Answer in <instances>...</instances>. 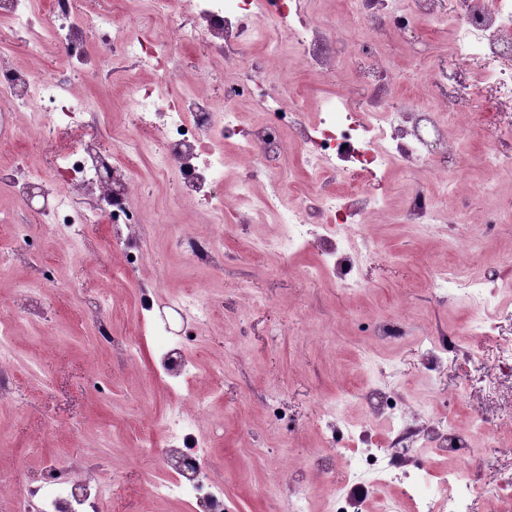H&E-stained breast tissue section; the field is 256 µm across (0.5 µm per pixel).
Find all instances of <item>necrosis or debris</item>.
I'll return each instance as SVG.
<instances>
[{
    "mask_svg": "<svg viewBox=\"0 0 512 512\" xmlns=\"http://www.w3.org/2000/svg\"><path fill=\"white\" fill-rule=\"evenodd\" d=\"M311 0H148L140 32H133L109 14L77 16L71 0H50L49 14L40 17L29 8V0H0V16L8 17L16 39L32 55H39L44 36L82 64L99 65L81 44L85 31H95L100 46L111 49L115 63L110 71L127 80L137 122L149 134L166 143V155L176 165L189 198L197 200L225 222H245L246 217L230 207L213 186L223 184L226 157L224 141L235 138L239 123L236 104L253 101L262 111L287 115V123L267 122L242 138H235L239 153L252 169L238 185L244 199H257L260 208L276 212L279 231L261 241L250 242L254 252L290 254L300 247H315L320 270L346 289L361 287L359 266L374 243L364 226L382 209L390 194L386 173L394 165L424 167L431 154L416 131L430 127L445 134L448 118L434 108L387 110L395 83L391 78L374 83L363 101L332 97L320 104L315 122L283 92L267 88L260 78L259 63L247 73L224 84V120L216 122L206 98L185 90L158 93L155 86L138 82L134 73L151 70L167 82H175L181 66L176 45L198 44L209 53L230 58L243 54L258 41L272 51L296 48L309 69L326 76L341 63L334 32L315 23L309 11ZM453 19V48L449 61H434L431 78L448 81L449 65H474L475 77L467 87L471 99L493 92L495 99L512 102V0H460ZM350 11L364 30L356 42L359 49L371 46L372 35L388 30L405 31L418 20H435L447 13L443 0H351ZM165 18L170 29L167 41L151 35L157 18ZM0 107L10 112H32L37 129H66L69 140L54 154L53 171L59 185L47 214L54 227L73 224L109 223L115 226L113 248L122 250V267L133 258L127 254L122 228L143 222V211L133 201L137 191L132 178L142 147L133 143L121 153L95 150L85 140V131L95 120L88 101L77 98L67 75L30 80L27 73L0 62ZM299 148L318 185L299 192L283 171L292 148ZM112 170L111 181H101L102 166ZM268 180L269 193L253 197L250 186L257 177ZM299 193L298 204L281 207L288 193ZM94 195L99 205L82 209L78 195ZM433 285L439 293H454L470 306L476 321L471 334L489 340L488 348L475 351L469 365L471 391L485 398L501 394L502 380L512 381V336L502 333L512 323V308L499 305L497 291L481 276L446 266L436 270ZM407 412L391 405L384 418L388 438L394 442L422 439L424 447L450 455L474 447L475 431L490 430V420H477L474 431L457 429L443 414H429L424 431L409 428ZM183 465L169 472L149 489L159 500L177 499L189 505L205 504L207 512H225L224 478L215 470L198 472L196 463L207 455L203 437L180 449ZM334 456L345 463V480L368 474L372 477L373 512H474L475 503L492 495L501 512H512V467L498 469L493 486H486L463 464L440 471L427 467L400 468L395 459L377 448L366 431H349L348 439ZM47 487L19 495L14 512H104L106 486L89 484L84 499H76L73 485L87 482L74 467L50 465Z\"/></svg>",
    "mask_w": 512,
    "mask_h": 512,
    "instance_id": "obj_1",
    "label": "necrosis or debris"
}]
</instances>
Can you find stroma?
Returning <instances> with one entry per match:
<instances>
[{
    "mask_svg": "<svg viewBox=\"0 0 512 512\" xmlns=\"http://www.w3.org/2000/svg\"><path fill=\"white\" fill-rule=\"evenodd\" d=\"M450 20L417 23L406 37L382 36L379 56L403 83L389 100L399 107L404 93L417 105L442 103L460 121L438 143L435 166L453 159L460 196H447L443 206L465 205L469 222L434 227L424 234L378 214L369 226L375 248L362 262L360 290H344L315 275L319 256L305 248L291 256L242 251L244 239L265 237L276 217L251 215L247 229L216 222L186 196L179 173L164 167L160 140L147 146L139 162L135 197L144 211L146 240L137 246L133 273L113 282L110 273L120 260L112 252V227L73 226L72 243L62 242L50 224L26 200L0 190V314L16 316L8 338L13 356L4 368L9 385L0 401V512H13L16 497L27 487L41 486L47 458L97 465L95 480L108 484L115 512H188L179 501L156 503L147 490L160 477V452L166 435L150 426L152 416L178 406L208 439V459L224 474V492L239 512H285L283 497L267 492L270 481L291 478L308 485L314 512H329L334 477L315 467L325 454L318 430L323 405L335 401L342 424L365 420L362 396L371 386L394 387L412 406L442 400L443 412L465 428L478 414L491 412L490 402L465 394L463 359L441 364L428 374L418 340L435 327L458 334L463 345L479 340L464 335L472 314L454 298L432 292L430 280L440 265L464 271L495 273L512 261V225L465 250L477 235L476 218L512 211V173L489 174L486 146L512 153V138L502 129L512 122V108L492 98L467 104L441 101L426 74L433 59L448 56ZM0 49L20 69L36 67L40 75L66 73L74 64L45 41L39 63H32L25 44L16 40L8 19L0 17ZM371 62L351 57L343 70L320 77L299 57L273 62L274 79L285 80L307 113L314 100L330 95H366ZM76 90L97 111L88 135L106 150L122 149L139 137L135 114L126 106L120 83L89 75ZM0 122L12 135L0 142V169L24 165L44 188L52 186L49 140L40 138L30 114H3ZM216 235L224 256L214 268L191 265L177 247L181 233ZM208 293L216 311L187 350L194 358L193 377L170 391L158 374L160 355L173 344L172 333L145 337L135 359L100 343L98 319H109L112 333H136L142 296L160 307L192 292ZM395 318L404 334L393 344L379 342L371 323ZM221 370L222 393H214L211 374ZM278 395L290 426L272 427L266 403ZM210 407L201 411L199 396ZM470 463L485 482H492L494 461L512 458V420H501L493 439L478 440Z\"/></svg>",
    "mask_w": 512,
    "mask_h": 512,
    "instance_id": "1",
    "label": "stroma"
}]
</instances>
